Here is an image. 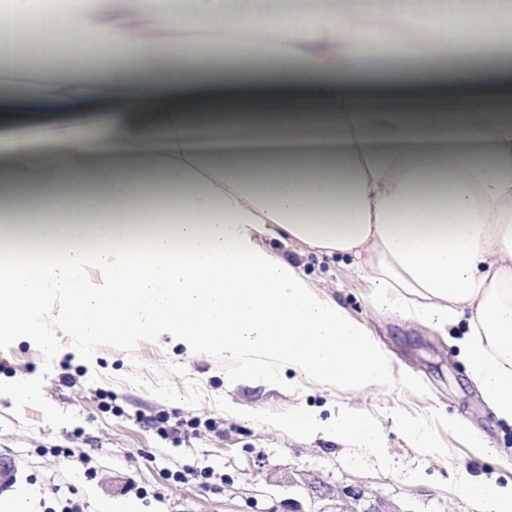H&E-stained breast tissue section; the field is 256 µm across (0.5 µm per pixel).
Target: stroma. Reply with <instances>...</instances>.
Segmentation results:
<instances>
[{
  "label": "stroma",
  "mask_w": 512,
  "mask_h": 512,
  "mask_svg": "<svg viewBox=\"0 0 512 512\" xmlns=\"http://www.w3.org/2000/svg\"><path fill=\"white\" fill-rule=\"evenodd\" d=\"M265 249L297 263L316 286L363 319L388 351L396 381L387 393H359L295 379L267 386L244 378L220 354L184 347L102 341L69 353L73 338L57 331L59 355L0 336V455L16 467L0 477V499L24 491L30 512H98L101 501L139 503L140 512H322L323 502L290 485L303 474L332 491H362L392 512H482L466 479L512 483V426L499 421L470 380L455 345L463 326L440 331L376 309L368 284L345 256L264 239ZM28 386L41 395H25ZM306 412L326 421L365 418L384 434L376 452L341 447L322 434L273 426ZM423 421L430 447H418L397 419ZM183 421L179 440L162 439L158 420ZM458 417L492 452L460 443L448 429ZM95 468L87 479V468Z\"/></svg>",
  "instance_id": "stroma-1"
}]
</instances>
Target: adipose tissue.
<instances>
[{
	"label": "adipose tissue",
	"mask_w": 512,
	"mask_h": 512,
	"mask_svg": "<svg viewBox=\"0 0 512 512\" xmlns=\"http://www.w3.org/2000/svg\"><path fill=\"white\" fill-rule=\"evenodd\" d=\"M65 17L78 65L27 86L35 106L82 99L113 57L102 134L48 130L49 162L0 169V335L54 329L116 346L166 339L355 392L395 368L367 323L268 254L285 237L352 258L378 308L446 327L496 417L512 425V13L502 0H0V57ZM418 32L367 56L366 23ZM220 29L246 63L192 59L181 30ZM99 272L92 281L91 272ZM349 448L381 431L320 424Z\"/></svg>",
	"instance_id": "adipose-tissue-1"
}]
</instances>
